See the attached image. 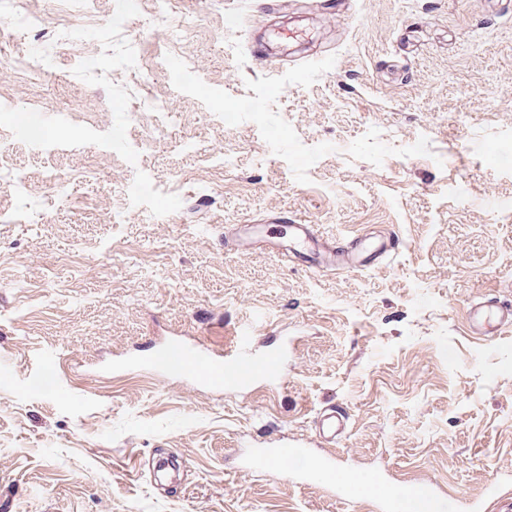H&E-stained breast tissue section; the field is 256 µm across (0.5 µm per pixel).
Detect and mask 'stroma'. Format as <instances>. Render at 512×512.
I'll return each mask as SVG.
<instances>
[{"instance_id": "stroma-1", "label": "stroma", "mask_w": 512, "mask_h": 512, "mask_svg": "<svg viewBox=\"0 0 512 512\" xmlns=\"http://www.w3.org/2000/svg\"><path fill=\"white\" fill-rule=\"evenodd\" d=\"M0 148V503L12 512H378L284 468L288 442L377 475L427 512H512V329L472 336L480 297L512 300V11L497 0H96L65 37L56 0H15ZM111 23L112 36L97 31ZM273 58L256 61L254 42ZM43 61L23 77L30 58ZM191 67L202 87L178 81ZM172 112L158 128L154 107ZM30 127L60 138L44 152ZM194 139L198 152L183 141ZM166 190L125 220L141 171ZM119 223H111V216ZM385 227L403 253L361 271L228 254V225ZM249 331L246 385L185 384L168 352ZM344 434L315 435L322 408ZM497 496L487 499L488 485ZM0 17L1 19H7L15 29L32 30L41 27L43 24L40 17L16 12L13 0L0 1ZM348 413L343 408L328 406L319 416L316 433L324 441L333 442L344 431Z\"/></svg>"}]
</instances>
